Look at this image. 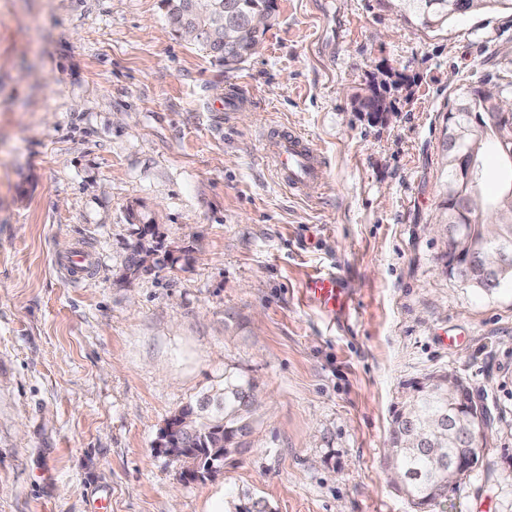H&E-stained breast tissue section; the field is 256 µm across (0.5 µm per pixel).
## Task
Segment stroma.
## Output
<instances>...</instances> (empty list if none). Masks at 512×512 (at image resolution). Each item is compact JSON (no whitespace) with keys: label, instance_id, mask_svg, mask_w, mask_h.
I'll return each mask as SVG.
<instances>
[{"label":"stroma","instance_id":"1","mask_svg":"<svg viewBox=\"0 0 512 512\" xmlns=\"http://www.w3.org/2000/svg\"><path fill=\"white\" fill-rule=\"evenodd\" d=\"M276 4L225 69L161 0H0V512H413L390 423L440 370L488 434L429 512H512V284L449 276L433 231L443 105L512 81V10L432 32L387 0ZM274 124L324 156L314 188L279 183ZM141 215L177 262L132 276ZM81 244L100 262L73 281ZM323 273L348 305L309 300ZM228 366L257 385L251 429L182 481L160 430Z\"/></svg>","mask_w":512,"mask_h":512}]
</instances>
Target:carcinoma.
Listing matches in <instances>:
<instances>
[{"label": "carcinoma", "instance_id": "1", "mask_svg": "<svg viewBox=\"0 0 512 512\" xmlns=\"http://www.w3.org/2000/svg\"><path fill=\"white\" fill-rule=\"evenodd\" d=\"M407 19H414L429 30H442L458 17L448 12L449 0H391ZM172 30L225 67L240 64L251 57L266 30L251 26V17L262 13L272 16L275 0H210L204 11L194 10L192 0H163ZM502 95L490 96L475 103L459 89L447 101L443 115V142L453 132L464 141L478 145V152L495 148L502 128L494 126L488 114L498 112L512 96V81L501 86ZM506 176L499 191L483 197L484 205L467 213H457L450 205L453 196H466L472 186L456 169L443 171L442 213L438 223L448 224L489 250H504L512 257V161L503 160ZM128 268L141 269L147 262L163 265L175 262L171 253L159 255V246L142 234L131 246ZM256 402L255 383L241 371L224 368V385L196 404L181 408L172 415L173 423L194 417V432L178 429L171 433L175 448H193L202 472L211 474L224 467V462L239 447V440L250 430V414ZM471 398L448 401V375L427 376V383L413 382L395 413L390 429L388 461L399 474V489L416 512H425L440 498L448 495V486L456 484L467 472L448 479V460L455 455L456 445L448 435V422L457 425L471 416Z\"/></svg>", "mask_w": 512, "mask_h": 512}]
</instances>
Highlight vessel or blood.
Segmentation results:
<instances>
[{"mask_svg":"<svg viewBox=\"0 0 512 512\" xmlns=\"http://www.w3.org/2000/svg\"><path fill=\"white\" fill-rule=\"evenodd\" d=\"M273 162L281 183L297 190L314 186L320 178V157L307 140L294 131L282 130L272 136ZM310 298L332 309L344 302V291L329 276L315 277L308 288Z\"/></svg>","mask_w":512,"mask_h":512,"instance_id":"obj_1","label":"vessel or blood"}]
</instances>
